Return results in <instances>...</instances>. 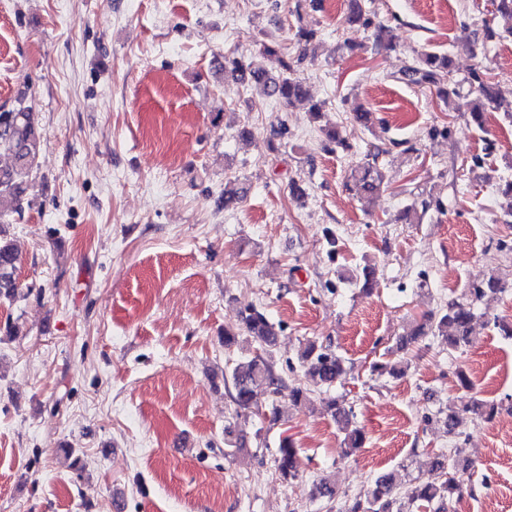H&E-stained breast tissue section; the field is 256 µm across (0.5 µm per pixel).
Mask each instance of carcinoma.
Listing matches in <instances>:
<instances>
[{"label":"carcinoma","instance_id":"1","mask_svg":"<svg viewBox=\"0 0 512 512\" xmlns=\"http://www.w3.org/2000/svg\"><path fill=\"white\" fill-rule=\"evenodd\" d=\"M276 61L281 72L272 74L268 63ZM291 66L281 57L277 48L264 47L260 58L244 62L228 59L224 64V73L258 87L265 96L276 97L286 102L299 99L305 95L300 82L288 77ZM451 61L447 56L427 52L421 54L414 63L402 71L403 80L412 85H432L437 88L440 99L448 104V108L458 111L465 109L477 127L484 124V114L488 106L501 108L494 93L493 84L473 75L477 82L474 94L463 103L456 101L459 93L452 82ZM42 135L38 126L36 113L29 105L19 104L13 108L0 107V154L10 158V163L0 167V203L8 201L13 204L14 212L22 210L26 184L34 170L41 150ZM381 172L376 163H366L351 169L346 187L356 194L369 197L380 189ZM18 254L8 240L3 225L0 224V300L11 301L18 289ZM506 283L502 278L492 275L488 279L471 285L468 298L448 301L446 308L423 316L420 323L401 337L397 343V351L408 353L415 344L427 336L440 339L448 352H457L471 342L472 322L475 317V304L485 299L490 300L504 292ZM244 329L259 343L264 345L263 352L253 356L246 362L237 364L231 371L234 393L232 399L241 413H250L253 409L255 389L264 385L270 393L278 396L288 391L292 405L298 407L310 402L311 389L304 385H289L287 379L277 371L270 359V348L274 347L281 327L273 323L267 315L255 308L247 309L242 315ZM298 361L304 368V378L327 393L336 384L346 380L350 367L346 360L323 345L311 342L306 344L298 355ZM408 363L399 360H385L371 365V371L380 375L402 376ZM324 411L331 414L344 432L345 456L355 454L365 444L366 437L362 428L353 424L352 412L344 403L329 398L323 400ZM463 410L475 416L489 420L496 411L497 405L475 398ZM435 419L442 423L444 432L448 434V443L457 444L462 436L460 430L462 419L460 413L450 409L440 410ZM297 448L289 437L280 440L275 458L277 470L285 479L297 477L295 458ZM469 465L466 459H459L450 454H438L428 476L415 480L404 490V498L411 503L426 508L429 512H452L453 500L468 494L471 497L485 487V484L472 485L468 490L456 482L454 471L457 466ZM399 491L393 476H380L364 492L356 494L344 501L339 512H402Z\"/></svg>","mask_w":512,"mask_h":512}]
</instances>
